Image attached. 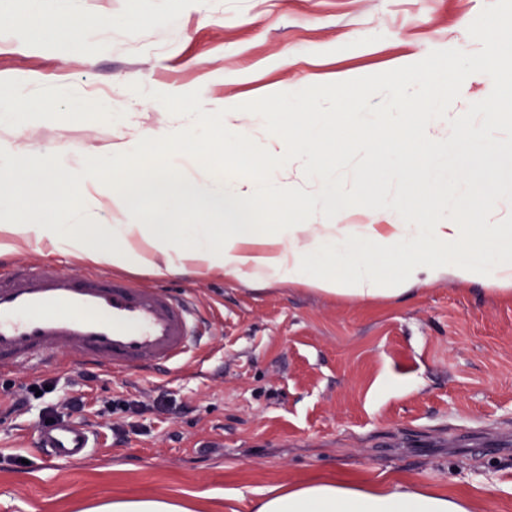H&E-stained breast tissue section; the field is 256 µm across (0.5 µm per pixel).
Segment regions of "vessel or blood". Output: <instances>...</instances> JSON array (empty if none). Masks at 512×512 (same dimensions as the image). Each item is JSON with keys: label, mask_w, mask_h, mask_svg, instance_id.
I'll return each mask as SVG.
<instances>
[{"label": "vessel or blood", "mask_w": 512, "mask_h": 512, "mask_svg": "<svg viewBox=\"0 0 512 512\" xmlns=\"http://www.w3.org/2000/svg\"><path fill=\"white\" fill-rule=\"evenodd\" d=\"M200 322L189 301L105 274L21 265L0 275L1 368L42 363L58 352L115 373L172 368L200 346ZM35 436L59 463L79 462L91 447L79 422L39 428Z\"/></svg>", "instance_id": "1"}]
</instances>
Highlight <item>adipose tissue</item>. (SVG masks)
Masks as SVG:
<instances>
[{
    "instance_id": "adipose-tissue-1",
    "label": "adipose tissue",
    "mask_w": 512,
    "mask_h": 512,
    "mask_svg": "<svg viewBox=\"0 0 512 512\" xmlns=\"http://www.w3.org/2000/svg\"><path fill=\"white\" fill-rule=\"evenodd\" d=\"M30 24L25 32L30 42L54 45L69 40L78 25L77 18L57 15L44 19V0H27ZM483 31L492 44L481 64L494 75L500 89L512 87V23L492 17ZM453 73L458 88H465L467 72L456 58L436 62L432 69L413 68L394 62L389 68L393 94L384 106L388 112H406L412 117L397 137L408 153V171L402 172L403 193L392 202L389 212L372 216L369 223L350 224L347 200L334 190H320L317 200L299 198L288 206V217L278 237L259 234L254 210L244 209L243 201L256 198V186L249 183L218 194L208 185L184 174L170 171L157 160L159 135L143 130L136 142L118 145L133 173L109 193H100L99 159L88 153L76 174H68L69 155L60 149L45 165L31 164L25 152H14L0 166V200L24 193L42 211L41 217L17 215L13 223L0 225V255L19 243H45L90 263H107L118 268L134 264L163 266L177 274L187 268L224 274L228 278H248L258 282L304 284L315 291L345 296L358 301L386 296L398 297L410 286L446 277L458 283L485 282L494 291L512 296V255L475 250V237L493 241L500 233H512V214L495 224L486 217L495 210L491 193H482L478 210L483 217L476 224L433 223L421 226L394 221L397 213L424 207L432 191L447 181L452 171L448 161L457 157L460 141H479L478 127L463 128L459 138H441L429 101L436 97L435 74ZM347 75L326 80L325 91L312 94L305 110L325 114L321 127L308 133L306 151L311 169L321 167V144L341 130L343 113H365L373 104L366 94L345 95L352 84ZM79 189L92 207H102L123 215L133 213L146 198L162 200L160 209L150 211L133 224H63L55 209L58 197ZM331 203L336 214V230L326 236H310L309 212L314 202ZM200 213H219L225 221L221 245H213L206 224H182L178 217L184 207ZM400 259L405 272L390 278L378 272L382 251ZM448 251L447 262L435 255ZM331 263L347 264L346 273H316L319 257ZM89 512H189L183 502L166 497H125L101 503ZM253 512H476L468 498L423 487L404 478L374 485L328 477L260 492Z\"/></svg>"
}]
</instances>
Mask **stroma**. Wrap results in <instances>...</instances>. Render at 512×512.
Listing matches in <instances>:
<instances>
[{"mask_svg": "<svg viewBox=\"0 0 512 512\" xmlns=\"http://www.w3.org/2000/svg\"><path fill=\"white\" fill-rule=\"evenodd\" d=\"M82 19L69 41H26L25 0H0V114L24 97L43 100L42 115L22 125L0 123V164L12 151L34 163L60 146L96 154L100 183L124 167L112 146L142 130H182L221 155L224 130L197 107L225 100L249 104L240 123L252 136L246 160L215 162L196 179L223 190L256 178L265 142L282 109L304 105V81L355 73L388 94L382 78L396 58L425 68L454 54L471 63L485 49L486 18L512 21V0H61ZM299 84L283 90L288 74ZM472 90L499 100L500 113L450 115L433 102L449 132L482 130V149L512 153V94L478 72ZM177 103H170V96ZM370 149L335 140L324 170L292 182L267 177L257 201L261 232L276 235L281 207L311 184H331L349 202V223L387 212L403 185L405 154L384 128L402 126L398 112L358 117ZM488 190L501 213L512 211V185L472 165L442 184L409 224L473 221L471 192ZM14 264H52L72 274L119 273L193 301L212 340L199 357L166 373L99 375L83 382L75 363L55 357L36 370H0V406L28 397L17 413H0V512H87L115 497H177L191 512H253L258 493L283 483L342 476L376 482L391 475L478 500L480 512H512V444L489 457L461 434L512 435V297L483 282L445 278L398 298L358 304L288 283L259 285L214 272L161 274L81 262L34 244L0 257ZM401 393L377 387L380 376ZM49 383L38 395L35 385ZM82 399L93 431L87 460L36 458L35 429L48 407L68 418L65 402ZM27 458L24 466L14 457Z\"/></svg>", "mask_w": 512, "mask_h": 512, "instance_id": "obj_1", "label": "stroma"}]
</instances>
